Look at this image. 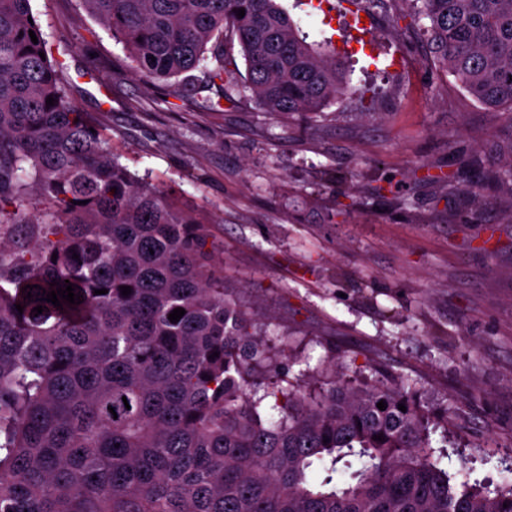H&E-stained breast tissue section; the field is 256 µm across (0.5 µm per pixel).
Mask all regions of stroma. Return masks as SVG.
<instances>
[{
  "label": "stroma",
  "mask_w": 512,
  "mask_h": 512,
  "mask_svg": "<svg viewBox=\"0 0 512 512\" xmlns=\"http://www.w3.org/2000/svg\"><path fill=\"white\" fill-rule=\"evenodd\" d=\"M64 63L70 100L97 117L120 161L170 188L210 230L224 287L257 332L288 333L290 377L323 388L330 353L351 375L413 379L448 414L444 461L468 459L490 491L512 488V220L495 198L449 183L480 177L512 140L457 82L426 62L407 0H281L309 42L348 57V93L293 118L245 86L223 111L130 74L122 44L78 0H31ZM408 205L393 204L395 196Z\"/></svg>",
  "instance_id": "35a3bbf8"
}]
</instances>
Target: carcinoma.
Here are the masks:
<instances>
[{
	"label": "carcinoma",
	"mask_w": 512,
	"mask_h": 512,
	"mask_svg": "<svg viewBox=\"0 0 512 512\" xmlns=\"http://www.w3.org/2000/svg\"><path fill=\"white\" fill-rule=\"evenodd\" d=\"M80 2L142 82L192 85L212 53L197 85L223 89L210 110L235 81L226 33L266 112H319L348 90L330 41L307 42L279 0ZM406 2L428 61L512 136V0ZM31 15V0H0V512H512V489L448 475L432 447L448 414L410 379L335 370L312 398L288 378L285 339L253 337L254 313L224 292L208 227L119 162ZM488 185L512 218V149L453 190ZM67 281L82 303L45 301Z\"/></svg>",
	"instance_id": "1"
}]
</instances>
